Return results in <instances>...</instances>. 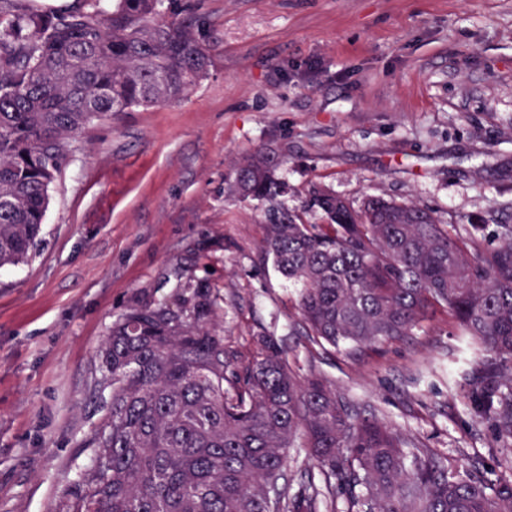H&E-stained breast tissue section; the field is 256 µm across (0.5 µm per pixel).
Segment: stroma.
<instances>
[{
	"label": "stroma",
	"mask_w": 512,
	"mask_h": 512,
	"mask_svg": "<svg viewBox=\"0 0 512 512\" xmlns=\"http://www.w3.org/2000/svg\"><path fill=\"white\" fill-rule=\"evenodd\" d=\"M208 75L174 104L117 112L73 143L41 242L0 270V512H54L107 414L98 350L137 301L209 279L224 336H271L365 412L452 462L497 467L512 447L468 414L467 353L438 314L360 356L302 336L288 287L257 248L270 205L317 186L410 201L444 222L512 214V0H192ZM263 148L286 190L231 189Z\"/></svg>",
	"instance_id": "35a3bbf8"
}]
</instances>
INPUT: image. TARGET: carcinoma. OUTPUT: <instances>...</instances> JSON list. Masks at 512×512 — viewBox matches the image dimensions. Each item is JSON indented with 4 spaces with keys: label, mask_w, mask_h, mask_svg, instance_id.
Returning a JSON list of instances; mask_svg holds the SVG:
<instances>
[{
    "label": "carcinoma",
    "mask_w": 512,
    "mask_h": 512,
    "mask_svg": "<svg viewBox=\"0 0 512 512\" xmlns=\"http://www.w3.org/2000/svg\"><path fill=\"white\" fill-rule=\"evenodd\" d=\"M170 2L163 13L161 0H112L101 14L0 0V268L37 248L50 187L93 121L177 102L207 74L187 8ZM233 189L283 193L270 152L244 159ZM485 230L314 188L301 212L269 210L259 259L300 286L303 335L320 347L355 354L448 316L475 354L463 375L471 417L512 443V224L497 222L494 244ZM223 302L210 282H188L112 324L99 354L108 415L55 512H334L338 501L345 512H512V474L453 467L321 373L299 377L269 336L231 345ZM298 438L317 472L294 490L286 449Z\"/></svg>",
    "instance_id": "carcinoma-1"
}]
</instances>
